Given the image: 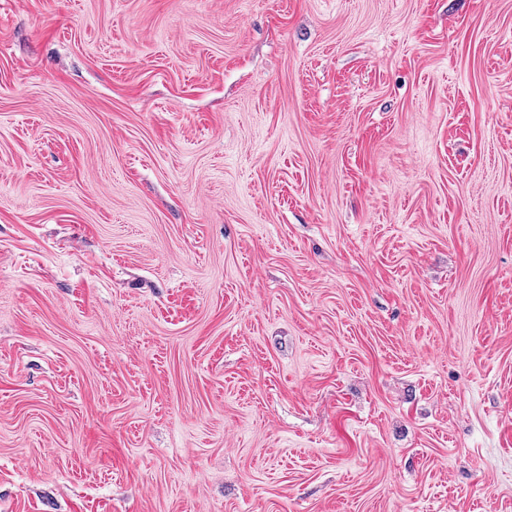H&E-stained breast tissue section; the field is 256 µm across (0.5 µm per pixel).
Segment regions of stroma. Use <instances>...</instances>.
<instances>
[{"mask_svg":"<svg viewBox=\"0 0 512 512\" xmlns=\"http://www.w3.org/2000/svg\"><path fill=\"white\" fill-rule=\"evenodd\" d=\"M0 512H512V0H0Z\"/></svg>","mask_w":512,"mask_h":512,"instance_id":"stroma-1","label":"stroma"}]
</instances>
